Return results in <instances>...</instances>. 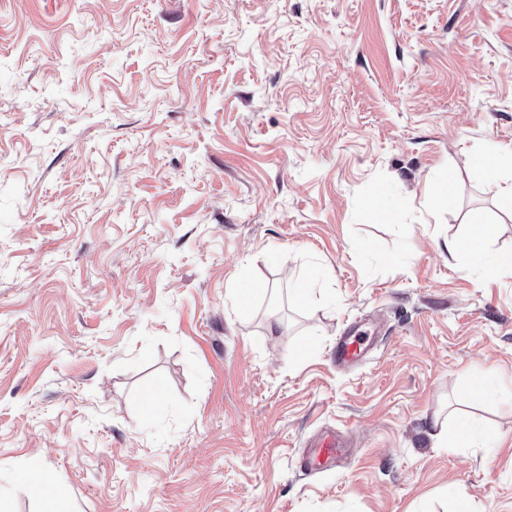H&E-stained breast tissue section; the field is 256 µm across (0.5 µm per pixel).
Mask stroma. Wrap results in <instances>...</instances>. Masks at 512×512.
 <instances>
[{
    "instance_id": "obj_1",
    "label": "stroma",
    "mask_w": 512,
    "mask_h": 512,
    "mask_svg": "<svg viewBox=\"0 0 512 512\" xmlns=\"http://www.w3.org/2000/svg\"><path fill=\"white\" fill-rule=\"evenodd\" d=\"M510 149L512 0H0V498L34 463L74 512H512V396L466 393L512 376V278L444 247L479 211L512 250L474 171ZM324 425L354 454L302 473ZM428 199L440 208L451 209L455 205L454 186L450 179L438 183L428 190ZM369 339V336L360 333L340 336L334 351L336 367L348 369L359 364L370 347ZM438 436L444 438L446 447L448 442L456 448H490L494 443V438L489 430L475 425L466 418L458 419L450 430H448L447 424H442Z\"/></svg>"
}]
</instances>
